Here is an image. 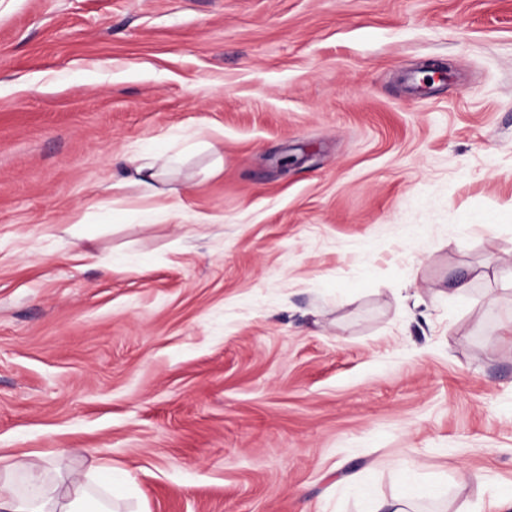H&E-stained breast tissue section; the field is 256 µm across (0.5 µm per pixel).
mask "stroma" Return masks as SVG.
<instances>
[{
  "label": "stroma",
  "mask_w": 512,
  "mask_h": 512,
  "mask_svg": "<svg viewBox=\"0 0 512 512\" xmlns=\"http://www.w3.org/2000/svg\"><path fill=\"white\" fill-rule=\"evenodd\" d=\"M145 147L179 211L116 189ZM509 323L512 0H0L4 462L370 512L409 459L412 512H492Z\"/></svg>",
  "instance_id": "1"
}]
</instances>
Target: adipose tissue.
<instances>
[{"mask_svg": "<svg viewBox=\"0 0 512 512\" xmlns=\"http://www.w3.org/2000/svg\"><path fill=\"white\" fill-rule=\"evenodd\" d=\"M180 154L166 151L141 153L133 158L136 184L145 196L178 195L177 187L166 185L165 177L176 168ZM122 490L107 482L97 492L93 481H71L67 490L48 481L41 463L18 460L0 469V512H112V502Z\"/></svg>", "mask_w": 512, "mask_h": 512, "instance_id": "obj_1", "label": "adipose tissue"}]
</instances>
